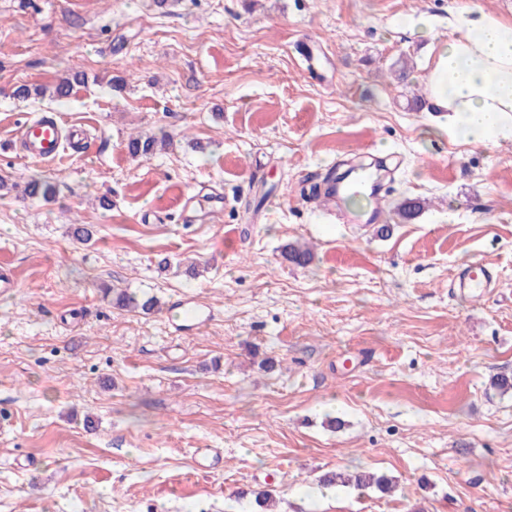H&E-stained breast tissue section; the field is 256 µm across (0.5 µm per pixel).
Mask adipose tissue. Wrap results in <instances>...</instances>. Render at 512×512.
<instances>
[{
	"mask_svg": "<svg viewBox=\"0 0 512 512\" xmlns=\"http://www.w3.org/2000/svg\"><path fill=\"white\" fill-rule=\"evenodd\" d=\"M424 85L433 111L448 113L469 142L512 139V23L471 8L427 66Z\"/></svg>",
	"mask_w": 512,
	"mask_h": 512,
	"instance_id": "adipose-tissue-1",
	"label": "adipose tissue"
}]
</instances>
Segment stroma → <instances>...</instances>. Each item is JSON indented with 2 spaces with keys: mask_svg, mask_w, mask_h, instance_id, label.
Segmentation results:
<instances>
[{
  "mask_svg": "<svg viewBox=\"0 0 512 512\" xmlns=\"http://www.w3.org/2000/svg\"><path fill=\"white\" fill-rule=\"evenodd\" d=\"M475 1L512 23V0H0V512H253L267 488L276 512H512V141L449 136L423 98ZM45 114L88 129L57 162L17 141ZM367 152L400 160L378 225L314 198ZM473 261L496 286L470 297ZM336 470L394 489L316 497ZM169 140L166 136H130L127 141V151L132 157L148 158L156 154ZM495 282L493 273L479 263L464 267L458 274L456 287L461 292L485 291Z\"/></svg>",
  "mask_w": 512,
  "mask_h": 512,
  "instance_id": "35a3bbf8",
  "label": "stroma"
}]
</instances>
